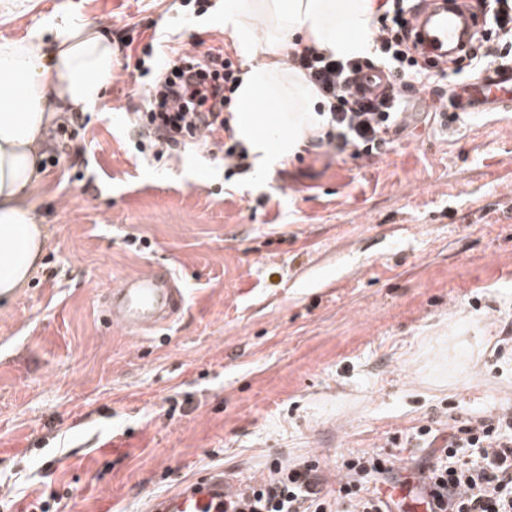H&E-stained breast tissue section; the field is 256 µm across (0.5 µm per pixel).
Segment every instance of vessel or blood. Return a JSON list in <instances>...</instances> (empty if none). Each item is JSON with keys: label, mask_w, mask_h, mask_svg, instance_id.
<instances>
[{"label": "vessel or blood", "mask_w": 512, "mask_h": 512, "mask_svg": "<svg viewBox=\"0 0 512 512\" xmlns=\"http://www.w3.org/2000/svg\"><path fill=\"white\" fill-rule=\"evenodd\" d=\"M485 24L477 0H426L414 17L417 35L429 64H442L446 50L461 52ZM512 106V67L484 72L478 83L459 94V112H490ZM183 294L170 271L162 269L127 277L110 291L103 305L106 321L117 322L132 333L159 329L181 313ZM235 491L224 474L211 471L152 499L147 512H224V502Z\"/></svg>", "instance_id": "b4317fda"}]
</instances>
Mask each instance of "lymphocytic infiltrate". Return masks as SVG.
<instances>
[{
    "instance_id": "obj_1",
    "label": "lymphocytic infiltrate",
    "mask_w": 512,
    "mask_h": 512,
    "mask_svg": "<svg viewBox=\"0 0 512 512\" xmlns=\"http://www.w3.org/2000/svg\"><path fill=\"white\" fill-rule=\"evenodd\" d=\"M485 8L487 27L503 42L493 46L487 39L472 38L465 56L454 59L455 68L484 69L512 53L504 43L512 38V0H487ZM411 34L403 0H393L391 9L371 24V53L351 59L314 48L294 53L293 62L305 70L327 108L328 129L316 135L315 147L375 157L400 134L403 108L415 95H429L434 106H447L451 92L430 82ZM162 67L169 75L147 100L144 120L164 133L165 147L213 146L217 134L230 129L224 110L238 86L231 61L212 48L199 58L166 59ZM373 70L386 72L392 85L370 96L355 94L353 85ZM171 100L183 101L185 111H167ZM436 451L435 460L408 467L394 454H348L335 488L329 490L316 463L276 462L268 475L230 500L225 512H399L400 502L381 487L405 469L427 512H512L511 406L489 416L449 417L448 434Z\"/></svg>"
}]
</instances>
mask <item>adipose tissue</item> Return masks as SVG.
Wrapping results in <instances>:
<instances>
[{"label":"adipose tissue","instance_id":"1","mask_svg":"<svg viewBox=\"0 0 512 512\" xmlns=\"http://www.w3.org/2000/svg\"><path fill=\"white\" fill-rule=\"evenodd\" d=\"M381 0H224V30L246 59L230 125L260 166L289 162L325 125L303 70L287 63L289 40L341 58L370 49ZM117 54L99 26L62 16L49 30L0 40V300L13 298L40 265L47 230L29 202L42 178L53 122L90 112L112 83ZM275 108L270 127L256 106Z\"/></svg>","mask_w":512,"mask_h":512}]
</instances>
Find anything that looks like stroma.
Returning a JSON list of instances; mask_svg holds the SVG:
<instances>
[{"label":"stroma","instance_id":"obj_1","mask_svg":"<svg viewBox=\"0 0 512 512\" xmlns=\"http://www.w3.org/2000/svg\"><path fill=\"white\" fill-rule=\"evenodd\" d=\"M221 0H32L22 39L68 13L118 49L112 83L74 115L30 202L48 233L27 288L0 303V512H142L220 468L318 460L512 405V110L445 121L414 100L378 158L303 146L233 174L223 147L158 151L133 121L155 60L220 45ZM167 266L182 315L133 336L103 317L124 277ZM136 448H100L112 432Z\"/></svg>","mask_w":512,"mask_h":512}]
</instances>
